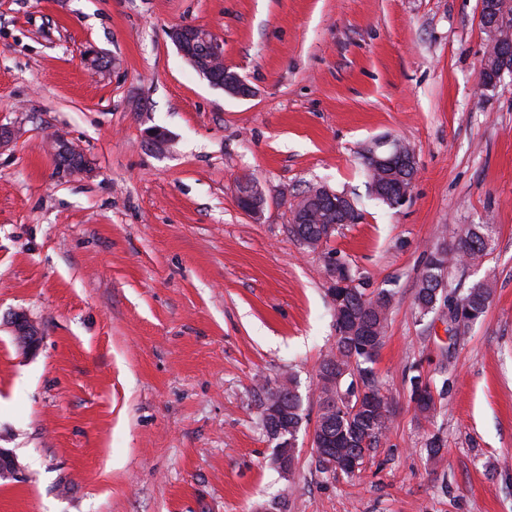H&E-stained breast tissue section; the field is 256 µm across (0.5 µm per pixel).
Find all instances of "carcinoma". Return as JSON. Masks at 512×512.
<instances>
[{"mask_svg": "<svg viewBox=\"0 0 512 512\" xmlns=\"http://www.w3.org/2000/svg\"><path fill=\"white\" fill-rule=\"evenodd\" d=\"M367 174L378 199L388 203V188L371 159H366ZM330 228L331 237L341 224L331 226L314 222L297 224L291 229L297 238L319 235ZM495 225L468 224L451 240L436 247L429 255L415 293L417 314L427 315L441 301L462 309L459 326L468 327L480 320L490 304L492 288L487 282L474 284L463 294L447 291L452 269H465L482 263L488 255ZM389 297L380 292L369 296L362 283H356L345 293L336 312V344L319 364L318 413L314 428L318 447L314 449L316 468L327 472L331 459L341 464V470L355 473L385 434L390 420V403L377 384L371 368L361 367L374 361L383 345L388 320ZM412 397L419 412L430 416L435 400L430 385L415 377ZM306 417L301 396L288 399V437L300 431Z\"/></svg>", "mask_w": 512, "mask_h": 512, "instance_id": "1", "label": "carcinoma"}]
</instances>
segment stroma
I'll use <instances>...</instances> for the list:
<instances>
[{
  "instance_id": "1",
  "label": "stroma",
  "mask_w": 512,
  "mask_h": 512,
  "mask_svg": "<svg viewBox=\"0 0 512 512\" xmlns=\"http://www.w3.org/2000/svg\"><path fill=\"white\" fill-rule=\"evenodd\" d=\"M179 25L221 41L254 97L210 85ZM486 42L479 0H0V448L23 466L0 512H512V72L480 87ZM58 132L83 170L58 166ZM398 139L418 173L391 209L362 154ZM316 187L360 218L311 250L291 210ZM487 223L490 254L452 285L491 280V302L456 335L415 292L434 246ZM336 261L390 297L372 369L391 424L333 478L311 436ZM416 376L438 393L427 420ZM290 378L307 421L285 479L261 385ZM237 203L243 212L252 217H258L264 208L266 199L255 182L245 179L238 184ZM11 324L18 345L27 353L36 350L41 336V330L36 322L25 312L19 311L14 313Z\"/></svg>"
}]
</instances>
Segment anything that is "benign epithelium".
<instances>
[{
    "mask_svg": "<svg viewBox=\"0 0 512 512\" xmlns=\"http://www.w3.org/2000/svg\"><path fill=\"white\" fill-rule=\"evenodd\" d=\"M480 20L486 33L488 43L480 71V82L484 86H492L503 74L502 64L512 61V0H480ZM169 37L181 55L201 73L209 83L230 97L249 99L254 91L237 73L224 68L217 74V64L224 63V46L208 30L197 26H176L169 32ZM54 153L58 161L65 159L74 161L72 171L83 167L80 151L63 135L54 139ZM370 159L374 168L383 172L387 178H396L394 184L397 194L395 206H402L407 201L414 175H416L415 151L401 141H388L378 144L372 149ZM321 204L331 211H340L344 223L356 222L357 210L349 198L325 187L312 191ZM237 203L246 214L257 217L261 214L266 199L251 180H242L237 187ZM336 283L331 289L332 303L342 300L346 289L353 286L349 281L347 268H341L334 274ZM14 335L18 345L25 352L36 350L40 342L41 330L25 312L14 313L11 318ZM22 470V466L13 451L0 448V480L14 479Z\"/></svg>",
    "mask_w": 512,
    "mask_h": 512,
    "instance_id": "1",
    "label": "benign epithelium"
}]
</instances>
